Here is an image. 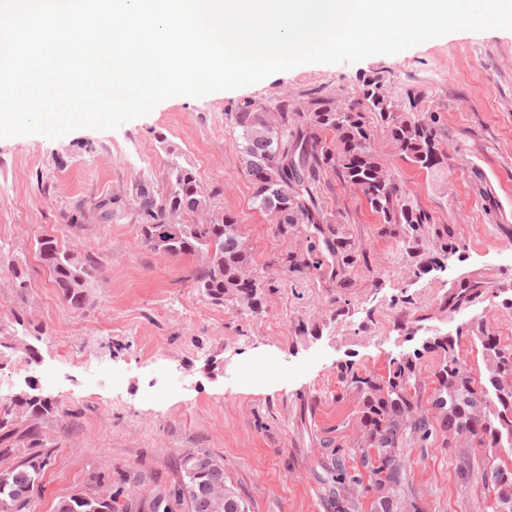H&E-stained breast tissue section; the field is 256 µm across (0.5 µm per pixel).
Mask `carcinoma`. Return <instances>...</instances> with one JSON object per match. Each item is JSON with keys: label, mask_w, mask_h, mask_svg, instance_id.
I'll use <instances>...</instances> for the list:
<instances>
[{"label": "carcinoma", "mask_w": 512, "mask_h": 512, "mask_svg": "<svg viewBox=\"0 0 512 512\" xmlns=\"http://www.w3.org/2000/svg\"><path fill=\"white\" fill-rule=\"evenodd\" d=\"M365 108L348 106L314 96L296 104L282 99L276 112L260 110L245 102L230 114L239 129L241 158L252 186L256 209L286 236L305 233L307 246L282 259L288 271L307 278L326 279L346 287L350 276L368 268L367 252L358 249L326 213L320 200L323 175L331 171L359 190L379 215L383 231L397 238L399 250L415 259L413 275L419 278L442 268L440 257L454 249L448 231L438 232L431 249L421 252L427 217L405 199L402 188L383 175L382 163L366 146L370 137L367 113L388 122L396 153L415 166L433 171L442 163L438 133L418 112L390 119L392 103L381 91V81L368 87ZM334 134L327 141L322 132ZM135 214L142 242L150 249L174 257L193 256L200 262L191 270L193 288L215 305L232 302L251 316L265 313L266 291L272 290L264 276L251 270L247 239L229 212L211 214L204 222H187L183 215L210 210L197 174L175 163L168 172L166 191L160 193L147 182L135 185ZM38 257L50 273L61 299L74 309L88 300L99 267L79 259L58 246L54 239L38 242ZM483 293L479 283L463 276L448 293V306L458 309ZM479 343L487 376L473 374L458 356L462 331L456 335H433L422 348L389 360L384 372L359 368L353 362L337 367L342 389L359 400V445L361 464L373 492V512H424L407 478V441L421 446L438 435L464 437L471 447L489 451L481 472L484 493L477 512H512V346L470 326ZM438 356L433 371L432 395L426 396V381L420 359ZM59 409L40 396L0 401V457L9 458L23 446L30 452L16 464L0 470V512H28L33 493L41 485L49 451H41L38 419ZM181 480L167 494L153 501V512H204L196 496L198 486L226 483L224 461L207 451L180 458ZM332 502L336 512H356L355 487L362 474L350 475L336 465ZM116 498L75 494L56 504L55 512H116ZM224 512H248L235 488L224 498Z\"/></svg>", "instance_id": "carcinoma-1"}]
</instances>
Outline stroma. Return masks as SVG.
Returning <instances> with one entry per match:
<instances>
[{
	"instance_id": "stroma-1",
	"label": "stroma",
	"mask_w": 512,
	"mask_h": 512,
	"mask_svg": "<svg viewBox=\"0 0 512 512\" xmlns=\"http://www.w3.org/2000/svg\"><path fill=\"white\" fill-rule=\"evenodd\" d=\"M377 78L395 115L414 108L435 118L444 161L428 172L402 160L377 119L368 145L427 216L426 238L447 231L456 250L443 269L414 277L363 195L329 173L323 206L370 267L347 288L288 273L281 258L305 242L280 235L254 209L227 114L314 91L346 107ZM175 162L244 228L253 269L275 286L266 314L211 305L191 286L195 257L138 245L134 187L145 180L165 189ZM107 196L114 216L104 223L95 205ZM48 236L100 267L82 310L61 300L37 257ZM18 265L29 281L22 292L13 286ZM462 275L484 294L447 308ZM404 295L413 303L403 311L393 301ZM18 321L47 333L27 339L36 360L20 351L0 358V396L29 388L60 409L39 423L50 459L32 512L95 494V474L119 488L118 512H153L155 495L180 478V456L197 450L223 458L250 512H335L333 444L344 448L348 472L362 468L358 400L341 388V363L380 372L422 337L473 322L512 344V30L457 31L394 55L306 64L235 90L173 97L112 130L0 139V324ZM302 322L308 333L297 331ZM100 364L118 381L88 385ZM465 455L484 459L463 439L454 448L438 440L408 447V478L426 512H472L481 485L460 481Z\"/></svg>"
}]
</instances>
